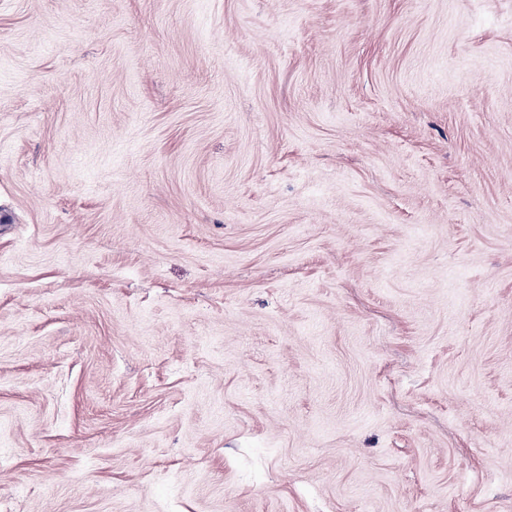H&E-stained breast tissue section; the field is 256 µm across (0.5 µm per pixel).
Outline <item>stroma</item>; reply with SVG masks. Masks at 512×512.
Instances as JSON below:
<instances>
[{"instance_id": "1", "label": "stroma", "mask_w": 512, "mask_h": 512, "mask_svg": "<svg viewBox=\"0 0 512 512\" xmlns=\"http://www.w3.org/2000/svg\"><path fill=\"white\" fill-rule=\"evenodd\" d=\"M0 512H512V0H0Z\"/></svg>"}]
</instances>
